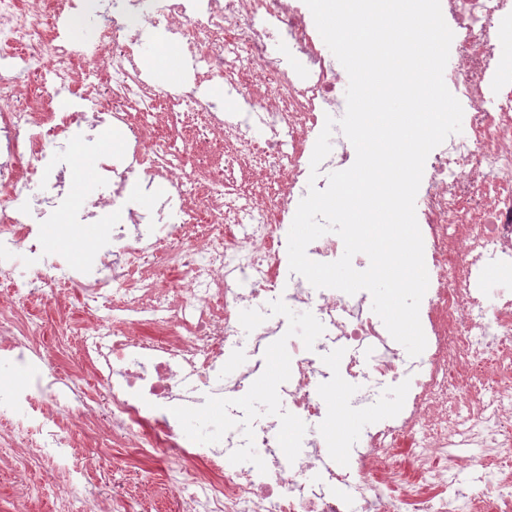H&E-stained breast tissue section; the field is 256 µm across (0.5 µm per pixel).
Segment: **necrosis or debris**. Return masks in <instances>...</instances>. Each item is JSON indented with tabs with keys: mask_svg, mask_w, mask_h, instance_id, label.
Here are the masks:
<instances>
[{
	"mask_svg": "<svg viewBox=\"0 0 512 512\" xmlns=\"http://www.w3.org/2000/svg\"><path fill=\"white\" fill-rule=\"evenodd\" d=\"M0 0V367L25 379L0 390V447L62 475L67 492L54 512L91 506L96 467L77 458L72 417L99 404L78 380L62 383L55 356L78 343L112 401L118 447L168 465L170 482L195 494L170 497L169 512H512V295L483 296L474 283L490 262L512 261V94L490 98L484 77L498 53L497 31L512 0H452L460 29L451 76L468 133L449 136L424 167L421 213L436 275L425 294L429 344L422 357L380 367L370 386L384 403L382 375L412 376L415 390L394 422L368 434L346 470L319 449L277 459L269 427L258 425L239 393L251 373L236 359L259 350L285 323L279 291L291 196L321 125L320 104L340 85L337 73L301 76L269 57L258 20L274 22L293 49L317 52L299 0H123L94 24L86 0ZM70 19L93 34L72 40ZM165 25L178 33L197 86L234 89L246 111L223 117L196 89L172 93L145 79L137 31ZM107 113L133 143L129 171L175 183L178 201L152 240L116 225L99 244L103 263L85 273L38 242L45 210L33 199L50 185L49 165L78 147L87 111ZM166 113L167 128L152 119ZM287 139L253 134L257 113ZM251 285L242 293L240 281ZM79 294L81 311L65 330L39 316L13 314L33 302ZM302 304L339 335H376L340 291L306 294ZM162 325L167 335L145 329ZM296 374L281 401L297 420L321 417L313 389L321 362L294 347ZM223 404L226 420L210 410ZM195 431H186V418ZM475 467L468 490L462 466ZM320 479H302L308 469ZM355 488L336 494V483Z\"/></svg>",
	"mask_w": 512,
	"mask_h": 512,
	"instance_id": "necrosis-or-debris-1",
	"label": "necrosis or debris"
}]
</instances>
